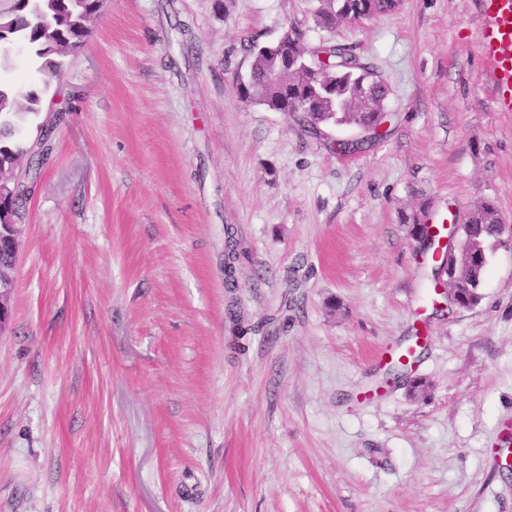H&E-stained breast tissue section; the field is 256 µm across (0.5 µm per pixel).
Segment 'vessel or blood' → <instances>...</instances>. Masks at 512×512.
I'll return each instance as SVG.
<instances>
[{"label":"vessel or blood","mask_w":512,"mask_h":512,"mask_svg":"<svg viewBox=\"0 0 512 512\" xmlns=\"http://www.w3.org/2000/svg\"><path fill=\"white\" fill-rule=\"evenodd\" d=\"M476 32L495 109L512 112V0H479Z\"/></svg>","instance_id":"vessel-or-blood-1"}]
</instances>
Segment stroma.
<instances>
[{"label": "stroma", "mask_w": 512, "mask_h": 512, "mask_svg": "<svg viewBox=\"0 0 512 512\" xmlns=\"http://www.w3.org/2000/svg\"><path fill=\"white\" fill-rule=\"evenodd\" d=\"M315 4L104 0L51 79L0 332V512H512V244L478 306L439 311L408 222L490 200L512 225L475 8L401 0L329 31ZM293 23L390 89L356 155L325 144L356 129L236 92L250 40ZM417 329L381 388L375 354Z\"/></svg>", "instance_id": "stroma-1"}]
</instances>
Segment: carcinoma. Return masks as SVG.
Returning <instances> with one entry per match:
<instances>
[{
  "label": "carcinoma",
  "mask_w": 512,
  "mask_h": 512,
  "mask_svg": "<svg viewBox=\"0 0 512 512\" xmlns=\"http://www.w3.org/2000/svg\"><path fill=\"white\" fill-rule=\"evenodd\" d=\"M367 2L319 0L312 14L318 25L331 29L339 22H356ZM89 4L90 0H66L62 9L56 0H16L14 7L0 11V34L25 43L38 71L55 75L62 69L60 58L80 48L89 35ZM288 33L296 44L295 58L275 81L268 80L273 62L265 46L255 41L250 45V99L275 112L283 110L287 98L309 103L310 111L301 113L297 121L315 135L323 127L349 126L371 139L379 137L380 108L388 86L375 82L373 70L347 44L328 41L308 50L302 46L304 33L298 26L291 25ZM44 91L45 88L34 86L20 98L11 85L0 83V172L6 176L4 184L11 188L14 182L7 176L28 154V148L16 137L17 122L40 114ZM27 200V191L18 187L14 198L3 200V205L17 211L20 217ZM501 234L502 221L496 205L481 202L471 212L462 233L463 255H477L479 259L463 268L459 304L473 307L481 302L480 286L488 262L486 243Z\"/></svg>",
  "instance_id": "obj_1"
}]
</instances>
